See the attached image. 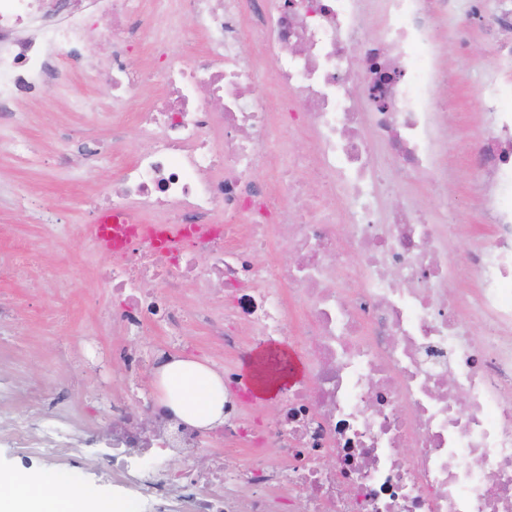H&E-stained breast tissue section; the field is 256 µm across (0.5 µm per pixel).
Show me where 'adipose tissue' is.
Instances as JSON below:
<instances>
[{
  "instance_id": "ef3b65f1",
  "label": "adipose tissue",
  "mask_w": 512,
  "mask_h": 512,
  "mask_svg": "<svg viewBox=\"0 0 512 512\" xmlns=\"http://www.w3.org/2000/svg\"><path fill=\"white\" fill-rule=\"evenodd\" d=\"M160 403L188 426L207 431L224 422V374L179 355L169 356L154 373ZM0 512H129L120 503L88 501L50 472L0 470Z\"/></svg>"
}]
</instances>
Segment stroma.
Instances as JSON below:
<instances>
[{
  "label": "stroma",
  "instance_id": "35a3bbf8",
  "mask_svg": "<svg viewBox=\"0 0 512 512\" xmlns=\"http://www.w3.org/2000/svg\"><path fill=\"white\" fill-rule=\"evenodd\" d=\"M497 7V0H484L481 18L469 21L466 0H455L440 23L442 63L454 88L443 142L444 151L456 156L453 175L435 185L411 183L394 165L383 164L375 202L383 217L399 206H430L433 221L448 227L452 265L463 262L472 244L460 226H473L483 236L491 233L469 198L462 149L483 130L481 90L498 56L499 41L489 32ZM463 20L469 23L471 50L459 59L450 36ZM111 55V43L93 36L79 60H55L65 82L43 96L24 98L16 111L0 116V388L17 395L36 384L49 398L82 407L87 425L77 441L84 451L40 460L35 469L58 474L91 498L112 494L99 449L110 443L123 411L147 417L158 411L151 370L142 372L141 388L113 395L114 352L133 349L151 359L180 353L224 367V353L216 348L210 328L188 326L168 336L150 328L136 333L112 326V295L103 283L112 257L83 228L97 218L89 210L90 200L111 188L121 164L140 147L132 115L158 91V61L155 52L132 47L142 85L134 96L117 101L104 80L86 77L91 69L105 72ZM74 87L86 101L80 112L69 104ZM17 139L26 142L25 153L12 150ZM25 196L35 199L34 209L21 207ZM23 248L28 262L18 275L14 269Z\"/></svg>",
  "mask_w": 512,
  "mask_h": 512
}]
</instances>
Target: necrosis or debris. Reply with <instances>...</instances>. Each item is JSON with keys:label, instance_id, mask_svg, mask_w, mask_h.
Returning <instances> with one entry per match:
<instances>
[{"label": "necrosis or debris", "instance_id": "1", "mask_svg": "<svg viewBox=\"0 0 512 512\" xmlns=\"http://www.w3.org/2000/svg\"><path fill=\"white\" fill-rule=\"evenodd\" d=\"M184 0L206 51L169 47L153 30L160 93L134 116L142 140L106 205L113 223L147 210L172 233L164 246L134 225L104 282L127 330L178 331L177 296L190 284L224 301V454L204 473L167 467L200 445L139 453L121 434L113 482L136 488L141 512H512V79L489 77L483 133L469 164L474 200L493 226L464 264L448 266V227L426 209L380 222L374 142L401 173L435 184L448 176L439 145L448 72L430 0ZM141 0H0V112L47 93L56 56H79L89 17L126 32ZM257 38L258 77L229 46ZM129 45L113 42L110 84L120 99L139 86ZM311 132L278 164L270 143ZM319 179L323 208L307 178ZM224 221H213L216 211ZM277 250L261 265L256 254ZM464 277L466 287L448 282ZM491 334L471 339L474 322ZM304 348L310 382L262 416L234 368L243 341ZM465 402H458V395ZM79 424L58 408L34 455L64 457ZM242 457L237 468L225 459ZM333 458L326 470L321 458Z\"/></svg>", "mask_w": 512, "mask_h": 512}]
</instances>
